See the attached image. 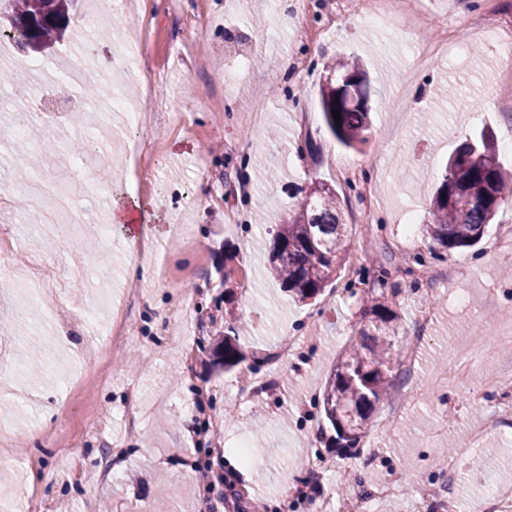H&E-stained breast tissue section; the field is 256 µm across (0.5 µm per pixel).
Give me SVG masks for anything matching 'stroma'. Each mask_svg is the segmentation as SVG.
Listing matches in <instances>:
<instances>
[{"label": "stroma", "instance_id": "1", "mask_svg": "<svg viewBox=\"0 0 512 512\" xmlns=\"http://www.w3.org/2000/svg\"><path fill=\"white\" fill-rule=\"evenodd\" d=\"M294 0H151L152 30L143 33L132 0H112L119 22L91 37L84 21L71 22L69 41L32 72L27 56L6 63L26 86L31 107H50L51 120L34 137L60 146L74 141L72 115L108 144L67 152L37 167L46 209L56 221L36 228L25 196L0 215V236L11 240L0 263V512H281L285 493L308 489L298 512H335L347 496L366 512H438L454 501L458 512L486 490L512 498V426L484 447L467 445L469 425L497 405L491 378L512 366V353L492 350L472 377L450 382L451 367L479 329L512 325V256H496L491 242L512 225V204L472 249L432 254L420 224L450 153L466 137L491 132L497 144L512 138V102L502 100L494 74L502 70L486 30L497 21L498 0H430L422 19L403 16L397 29L368 24L363 0H350L342 24L320 38L314 11L288 22ZM447 25L468 48L456 68L417 64L413 34L436 40ZM253 43L254 59L242 77L225 84L234 64L227 49L239 37ZM148 40L145 65L121 88L131 109L152 116L138 139L126 115L107 108L114 88L101 81L102 107L53 91L55 59L74 57L94 71L111 70L115 55ZM360 56L375 90L372 135L352 150L332 139L319 108V88L336 55ZM294 65H284V57ZM276 172L260 179L255 153ZM379 156L383 168L340 177L336 161ZM333 187L350 223L349 253L369 273L392 263L400 343L421 342L414 368L395 364L385 398L368 425L367 442L344 448L322 433L320 391L342 348L351 340L359 304L341 272L318 297H288L266 275L269 230L288 214L298 188ZM120 186L122 204L154 201L158 219L145 239L146 275L129 277L131 250L125 226L102 232ZM375 188L365 200V187ZM238 221L226 223L227 211ZM413 234H406L407 225ZM94 272L82 276L88 255ZM455 268L452 281L426 283L420 267ZM249 280H242V273ZM234 311L250 357L226 373L212 365L223 336L225 311ZM433 319L422 322L421 311ZM482 324L474 326L471 313ZM288 358L273 361L290 337ZM270 380L273 392L244 393ZM140 414H124L130 395ZM241 409L225 418L224 405ZM402 401L397 419L392 402ZM51 413L42 422V413ZM223 426V495L197 494L199 457L194 429L201 419ZM451 421L433 440L438 419ZM37 440H30V432ZM250 445L257 458L244 465L234 449ZM335 463L314 467L312 451ZM461 458L448 474L441 455ZM395 495L378 499L377 486Z\"/></svg>", "mask_w": 512, "mask_h": 512}]
</instances>
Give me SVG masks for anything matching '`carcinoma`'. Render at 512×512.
Returning <instances> with one entry per match:
<instances>
[{"instance_id":"1","label":"carcinoma","mask_w":512,"mask_h":512,"mask_svg":"<svg viewBox=\"0 0 512 512\" xmlns=\"http://www.w3.org/2000/svg\"><path fill=\"white\" fill-rule=\"evenodd\" d=\"M8 13L17 18L40 17L32 29L9 28L8 35L23 51L42 52L49 41L63 35L71 23L75 0H11ZM337 75L320 92V106L327 131L339 143L353 147L368 140L370 87L363 65L356 58H340L330 68ZM340 112L335 122L332 110ZM512 202V176L501 167L492 139L486 135L464 142L448 159L446 173L431 201L427 237L444 249L471 247L493 223L498 210ZM345 214L335 190L317 182L288 210V216L271 238L268 273L284 291L301 301L323 292L344 265L347 251ZM358 327L362 342L339 354L322 396L325 419L336 439L348 448L366 435V427L383 395L393 363L399 313L384 292L370 299ZM213 350L215 365L225 371L247 359L235 327Z\"/></svg>"}]
</instances>
